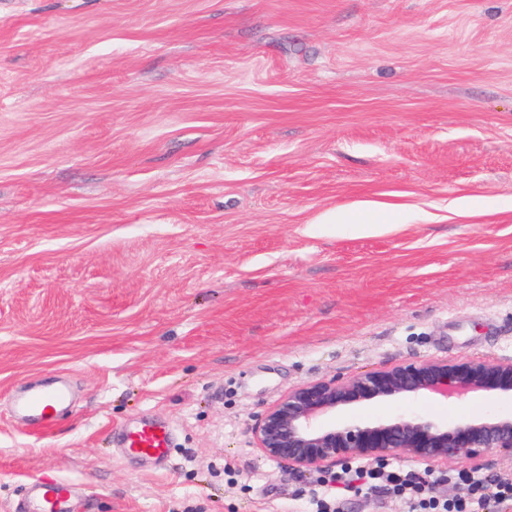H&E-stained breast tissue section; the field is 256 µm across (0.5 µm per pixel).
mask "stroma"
<instances>
[{
	"instance_id": "1",
	"label": "stroma",
	"mask_w": 512,
	"mask_h": 512,
	"mask_svg": "<svg viewBox=\"0 0 512 512\" xmlns=\"http://www.w3.org/2000/svg\"><path fill=\"white\" fill-rule=\"evenodd\" d=\"M363 201L395 224L316 221ZM429 359L512 361V0H0V512L36 479L78 512H309L267 409ZM58 371L77 403L19 424ZM384 412L512 400L350 415ZM141 421L162 465L121 451Z\"/></svg>"
}]
</instances>
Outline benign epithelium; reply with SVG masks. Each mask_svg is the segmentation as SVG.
Wrapping results in <instances>:
<instances>
[{
  "mask_svg": "<svg viewBox=\"0 0 512 512\" xmlns=\"http://www.w3.org/2000/svg\"><path fill=\"white\" fill-rule=\"evenodd\" d=\"M475 393L512 398V362L431 359L364 373L347 380L301 385L270 407L254 430L256 447L297 470L330 469L341 461L379 463L410 458L433 466L471 464L495 451L512 460V415L462 419L453 424L424 417L373 421L330 416L366 404L434 394L462 400Z\"/></svg>",
  "mask_w": 512,
  "mask_h": 512,
  "instance_id": "1",
  "label": "benign epithelium"
}]
</instances>
